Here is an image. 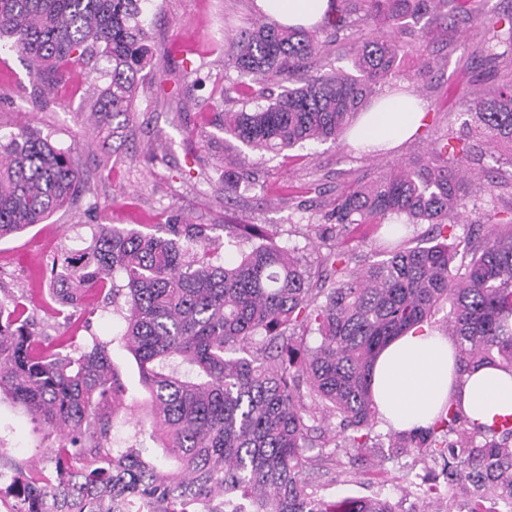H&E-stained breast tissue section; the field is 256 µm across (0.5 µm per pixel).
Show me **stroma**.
<instances>
[{
	"label": "stroma",
	"instance_id": "1",
	"mask_svg": "<svg viewBox=\"0 0 512 512\" xmlns=\"http://www.w3.org/2000/svg\"><path fill=\"white\" fill-rule=\"evenodd\" d=\"M151 12V46L156 67L145 79L128 122L108 134L86 105L95 85L84 69L74 68L47 101L35 100V78L26 61L0 48V135L26 126L59 147L70 149L80 173L82 192L70 206L22 233L0 240V282L23 296L39 321L37 336H67L78 346L107 343L114 365L129 388L128 405L115 419L114 448L145 449L153 459L163 453L150 438L146 393L136 363L123 347V320L102 297L91 295L62 318L49 290V264L64 252L90 246L99 225L157 230L168 220L214 225L223 237L228 224H264L277 244L295 250L316 266L326 246L320 226L327 221L337 193L358 178L373 176L398 163L423 156L447 136L480 144L468 129L455 89L464 82L487 88L497 76L484 62L482 18L512 10V0H480L481 19L457 17L448 38L430 43L429 54L440 66L431 80L415 83L420 67L405 59L385 84L388 92L412 91L426 113L421 132L390 150L365 153L347 141L306 145L259 156L224 135L212 122V103L224 100L238 110L246 99L230 92L238 82L229 65L232 38L246 21L258 18L255 0H160ZM196 129L187 138L186 129ZM233 165L244 179L235 192L224 190V168ZM376 438L365 461L351 473L324 483L318 493L343 496H387L403 512H422V501L405 497L404 475L422 472L414 454L393 455V429L375 425ZM57 440L11 399L0 396V453L34 465L44 464Z\"/></svg>",
	"mask_w": 512,
	"mask_h": 512
}]
</instances>
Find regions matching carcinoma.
I'll use <instances>...</instances> for the list:
<instances>
[{"label":"carcinoma","mask_w":512,"mask_h":512,"mask_svg":"<svg viewBox=\"0 0 512 512\" xmlns=\"http://www.w3.org/2000/svg\"><path fill=\"white\" fill-rule=\"evenodd\" d=\"M326 26L351 40L352 70L313 66L320 32L270 19L235 34L232 67L243 94L266 104L217 113L224 134L279 153L336 142L407 57L418 78L438 62L430 35L477 0H334ZM156 0H0V40L26 58L39 88L80 65L102 86L90 104L102 122L126 123L145 70L155 68L148 11ZM512 57V13L488 22ZM461 101L487 149L512 148V79L487 93L463 83ZM475 146L438 142L336 196L323 232L337 241L313 273L258 224H226L238 254L220 263L209 224L167 221L160 232L102 225L89 248L52 264L55 302L75 308L90 291L122 313V340L147 393L152 436L179 473L141 451H115L112 426L127 388L107 344L52 340L33 352V322L18 300L0 301V394L61 433L48 465L13 463L23 494L11 512H401L389 499L317 495V471L335 481L336 455L353 465L370 447L377 409L372 371L393 339L442 308L460 374L512 373V208L457 235L467 198L497 186L469 175ZM81 180L70 154L21 127L0 136V240L72 203ZM362 224L390 240L383 259L350 267L343 241ZM429 225L427 244L401 232ZM320 337L315 347L307 332ZM189 366L181 373L175 361ZM336 419L331 452L322 429ZM394 453L416 452L440 476L408 480L406 495L434 512H512V415L492 424L442 409L425 428L400 431ZM318 453H313V450Z\"/></svg>","instance_id":"cac0c4a2"}]
</instances>
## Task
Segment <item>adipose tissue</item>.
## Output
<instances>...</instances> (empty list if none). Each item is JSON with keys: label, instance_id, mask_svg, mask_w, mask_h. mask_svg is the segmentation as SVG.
Returning <instances> with one entry per match:
<instances>
[{"label": "adipose tissue", "instance_id": "adipose-tissue-1", "mask_svg": "<svg viewBox=\"0 0 512 512\" xmlns=\"http://www.w3.org/2000/svg\"><path fill=\"white\" fill-rule=\"evenodd\" d=\"M256 5L281 25L303 27L319 23L330 8L329 0H256ZM423 120L414 97L393 93L361 118L348 139L365 150L395 145L419 132ZM455 353L448 336L427 328L410 330L389 343L373 371L380 420L399 431L425 427L455 401L467 416L483 423L512 414V373L484 367L457 378Z\"/></svg>", "mask_w": 512, "mask_h": 512}]
</instances>
